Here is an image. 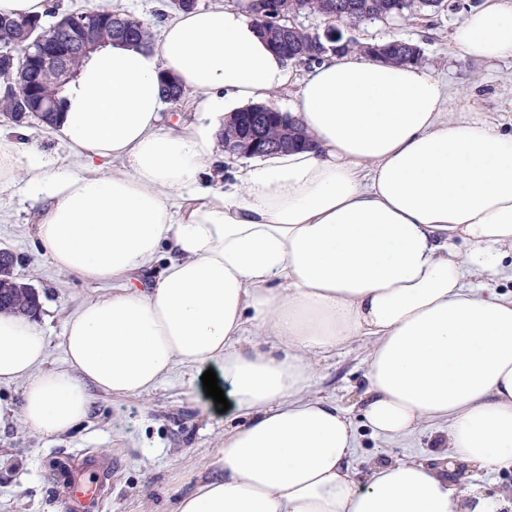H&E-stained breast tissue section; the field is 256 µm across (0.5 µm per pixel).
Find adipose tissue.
<instances>
[{
  "label": "adipose tissue",
  "mask_w": 512,
  "mask_h": 512,
  "mask_svg": "<svg viewBox=\"0 0 512 512\" xmlns=\"http://www.w3.org/2000/svg\"><path fill=\"white\" fill-rule=\"evenodd\" d=\"M453 45L512 58V0L467 9ZM164 73L202 98L204 122L167 129ZM293 84L314 148L199 187L215 119ZM451 101L420 65L355 52L296 81L253 0L173 12L159 47L95 53L54 128L81 172L0 135V193L22 178L46 200L35 231L53 265L114 285L67 315L61 368L31 318L0 313V384L22 383L25 424L61 434L91 389L138 396L215 365L237 421L171 512H497L443 472L512 467V293L479 288L512 273V114ZM357 336L371 340L362 420L387 439L447 423L432 459L355 477L354 420L311 387Z\"/></svg>",
  "instance_id": "ef3b65f1"
}]
</instances>
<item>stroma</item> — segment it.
<instances>
[{
    "instance_id": "stroma-1",
    "label": "stroma",
    "mask_w": 512,
    "mask_h": 512,
    "mask_svg": "<svg viewBox=\"0 0 512 512\" xmlns=\"http://www.w3.org/2000/svg\"><path fill=\"white\" fill-rule=\"evenodd\" d=\"M102 8L140 20L156 37L171 12L168 0H49L43 24L49 27L63 15ZM460 20L459 10L451 8L410 23L372 20L352 30L351 36L362 43L392 38L417 42L424 50L422 67L448 82L456 100L473 90L479 111L512 113V60L479 64L454 51L451 37ZM42 208L22 181L0 195V249L17 256L15 274L39 294L37 324L49 340L46 365L55 368L64 364L61 336L67 314L107 288L52 265L35 234ZM365 354L363 340L344 344L314 378L320 396L355 417L365 397ZM195 375V370L183 369L154 391L128 398L93 391L87 418L58 435L28 429L20 413L21 384H0V405L11 410L0 419V512H69L65 485L54 466L61 461L80 468L91 456L117 462L97 512H165L168 501L183 491L173 475L201 471L224 438L225 416L202 386H191ZM446 431V425L428 424L408 438L390 440L360 428L353 471L363 477L377 458L427 459ZM448 480L455 487H480L496 496L497 512H512V468L478 470L462 465L449 472Z\"/></svg>"
}]
</instances>
